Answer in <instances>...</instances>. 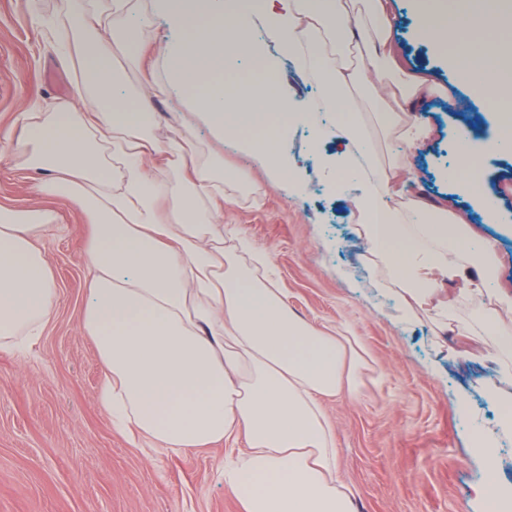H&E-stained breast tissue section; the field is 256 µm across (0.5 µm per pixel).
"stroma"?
Here are the masks:
<instances>
[{
  "mask_svg": "<svg viewBox=\"0 0 512 512\" xmlns=\"http://www.w3.org/2000/svg\"><path fill=\"white\" fill-rule=\"evenodd\" d=\"M394 5L401 23L392 38L410 69L445 90L423 104L438 137L411 157L422 190L452 199L477 231L497 240V280L512 288V156L476 153L481 172L472 186L448 178L460 122L471 120L473 138L482 142L498 109L419 40L410 0ZM67 92L55 48L41 38L27 0H0V205L50 210L59 224L41 242L58 290L45 332L31 349H0V512H241L224 488L222 447L172 452L136 445L113 429L97 400L100 365L81 328L86 219L65 200L39 194L34 178L9 155L20 113ZM156 108L158 137L186 126L204 148L223 156L226 168L260 185L256 195L238 192L224 226L269 252L294 313L357 337L374 361L377 372L367 377L361 400L326 404L340 474L359 512H487L475 490L492 480L512 485V443L499 449L500 465L489 471L460 409L465 403L485 420L498 417L485 370L435 348L437 340L458 336L468 309L451 312L444 331L430 313L399 321L382 273L349 222L346 199L314 185L305 198L286 196L262 160L215 140L193 113L173 114L162 100ZM487 198L498 212L493 223L482 210Z\"/></svg>",
  "mask_w": 512,
  "mask_h": 512,
  "instance_id": "stroma-1",
  "label": "stroma"
}]
</instances>
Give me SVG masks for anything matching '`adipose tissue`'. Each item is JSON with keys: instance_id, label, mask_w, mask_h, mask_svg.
I'll return each instance as SVG.
<instances>
[{"instance_id": "1", "label": "adipose tissue", "mask_w": 512, "mask_h": 512, "mask_svg": "<svg viewBox=\"0 0 512 512\" xmlns=\"http://www.w3.org/2000/svg\"><path fill=\"white\" fill-rule=\"evenodd\" d=\"M419 34L500 105L488 155L512 152V0H413ZM163 18L171 38L134 35L136 17ZM391 0H65L39 20L70 95L20 116L16 166L38 191L69 200L90 225L88 301L81 326L93 340L98 401L130 439L181 451L225 444L224 488L242 512H357L340 476L332 397L360 399L372 363L356 337L310 325L276 288L270 255L225 230L243 183L186 132L155 134L154 103L178 92L219 138L265 158L288 196L305 183L286 129L311 142L341 136L318 174L353 205L370 253L393 284L398 317L429 311L472 316L453 357L489 368L500 408L494 425L471 417L487 460L512 436V289L494 285L495 241L452 200L420 194L408 154L436 132L423 100L439 89L408 71L391 37ZM159 64L135 100L114 91L116 59ZM327 89L297 98L285 69ZM248 77H238L240 65ZM406 149L378 163L362 137L356 93ZM55 228L46 210L0 206V348L42 335L57 288L39 240Z\"/></svg>"}]
</instances>
